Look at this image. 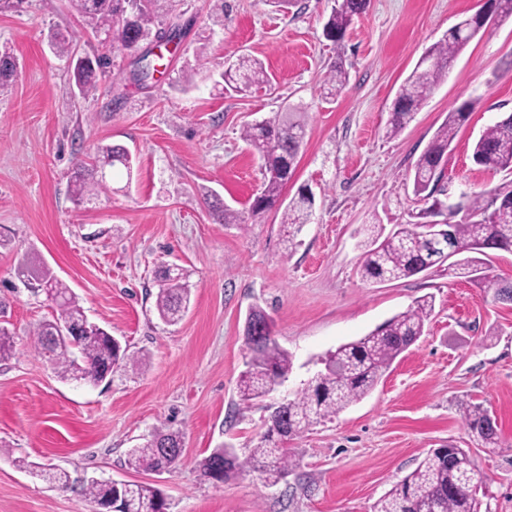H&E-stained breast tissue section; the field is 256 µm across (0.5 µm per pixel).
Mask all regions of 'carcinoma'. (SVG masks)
<instances>
[{"mask_svg": "<svg viewBox=\"0 0 512 512\" xmlns=\"http://www.w3.org/2000/svg\"><path fill=\"white\" fill-rule=\"evenodd\" d=\"M160 2L70 0L71 7L94 31L104 32L112 45L131 54L137 53V40L141 35L157 41L166 38L176 45L182 39L179 28L159 24ZM367 7L368 0H337L324 25V36L341 45L354 18L362 15ZM490 18L491 15L485 12L464 17L425 52L432 64L421 74H411L401 86L390 113L388 136L395 137L401 132L448 76V68L457 55L477 35L486 32ZM53 40L56 55L75 62L72 68L75 85L83 96H89L96 89L97 70L107 64V58L77 59L69 40L60 35L53 36ZM15 61L9 50L0 51V86L16 76ZM231 69L232 72L224 76L226 91L242 92L268 82L263 64L257 59L244 57ZM347 80L348 72L339 58L327 75L330 94L340 92ZM474 106L475 102L468 101L448 112V119L414 166L413 194L416 202L422 205L421 216L443 215L444 202L437 198L444 194V189L439 187L443 177L439 167ZM303 128L304 119L300 113L293 112L243 129V139L262 160V190L251 206V216L282 204V192L297 168ZM472 159L485 169L512 172V113L481 133L473 147ZM118 164L125 168L127 175H132V155L122 145L101 146L96 149L91 163L77 164L68 177V192L73 203L78 206L108 191L105 169ZM208 206L213 220L220 224L245 222V217L238 211L218 203L210 202ZM313 207L314 195L304 187L285 205L281 223L290 228V236L300 233L310 222ZM462 210V216L454 213L442 220L449 230V240L444 242L432 240L424 225L418 222L400 224L384 238L376 233V225H367L364 228L367 238L363 242L361 277L373 283L407 279L448 261L455 274L494 290V297L501 299L504 289L512 290V283L487 273L481 255L487 249L512 253V179L487 194H465ZM450 248L460 255L453 262L448 257ZM40 277L42 287L56 309L53 319L39 323L33 335L38 352L49 357L60 376L96 384L103 380L100 370L111 364L118 368L128 363L137 364L138 359L127 355L106 330L81 334L74 348L57 343L55 323L65 321L78 325L84 319V311L65 284L47 271L40 272ZM156 282L158 317L169 325L178 323L190 302L187 273L168 266L156 273ZM433 311V299L425 297L367 335L328 352L321 358L323 369L314 374L294 397L273 411L260 445L244 458L232 448H217L203 459V473L223 481L238 472L257 469L266 474L271 484L287 476L296 461L286 444L363 399L397 357L423 336ZM248 350L245 370L237 383L239 400L244 404L273 392L288 380L293 367L288 351L272 336ZM463 422L469 435L481 447H502L497 421L482 405L465 404ZM180 442L178 433L156 429L144 438L143 443L130 450L128 464L133 469L144 470L152 466L170 467L177 461L174 450ZM487 481V475L477 467L469 451L453 444L434 448L411 473L376 500L370 512H480L478 494ZM77 488L104 512L110 508L118 512H166L168 509L163 493L146 483L82 481Z\"/></svg>", "mask_w": 512, "mask_h": 512, "instance_id": "cac0c4a2", "label": "carcinoma"}]
</instances>
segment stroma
<instances>
[{
	"label": "stroma",
	"instance_id": "1",
	"mask_svg": "<svg viewBox=\"0 0 512 512\" xmlns=\"http://www.w3.org/2000/svg\"><path fill=\"white\" fill-rule=\"evenodd\" d=\"M333 5L293 0L280 12L269 0H224L219 21L212 0H175L165 19L187 25V34L146 82L68 0L0 6V45L19 64L17 78L0 87V321L13 333L0 361V512H91L79 492L49 483L53 467L75 480L159 487L170 512H369L429 450L448 444L469 449L489 477L481 512H512V304L445 266L391 283L359 274L364 225L386 234L413 221V167L453 107L476 103L451 144L445 180L462 191L506 180L475 165L472 151L485 128L512 112V18L472 40L390 138L400 86L479 0H370L339 49L322 35ZM53 32L78 55L110 53L88 97L49 48ZM339 55L349 81L329 99L326 74ZM242 56L263 62L269 84L223 91L225 69ZM291 108L307 119L283 196L305 185L315 206L290 244L279 210L248 215L262 174L242 131ZM100 144L127 147L137 168L130 177L114 168L109 192L75 206L68 174ZM207 191L247 221L214 223ZM168 264L186 270L191 285L175 325L155 310V274ZM43 269L142 364L98 385L61 378L34 350L33 329L53 314L29 285L30 273ZM425 296L435 304L426 334L369 395L290 441L297 466L285 478L272 485L249 470L221 483L204 476L199 463L214 448L245 455L259 445L269 405L299 390L318 358ZM255 305L270 316L293 369L246 406L237 380ZM465 403L496 417L502 448L475 445ZM160 425L179 432V461L160 474L129 468V450Z\"/></svg>",
	"mask_w": 512,
	"mask_h": 512
}]
</instances>
